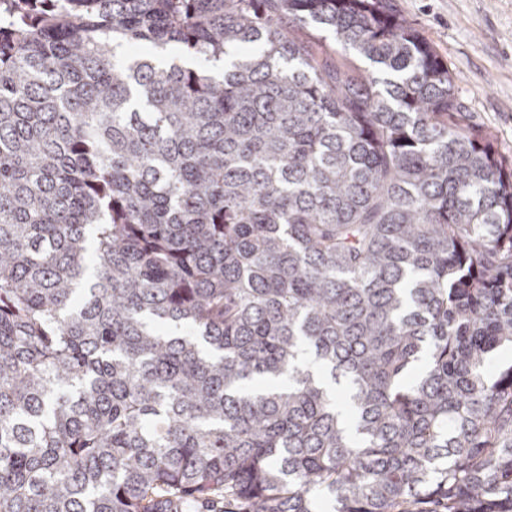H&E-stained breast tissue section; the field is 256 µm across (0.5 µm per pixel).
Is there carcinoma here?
Wrapping results in <instances>:
<instances>
[{
    "instance_id": "obj_1",
    "label": "carcinoma",
    "mask_w": 512,
    "mask_h": 512,
    "mask_svg": "<svg viewBox=\"0 0 512 512\" xmlns=\"http://www.w3.org/2000/svg\"><path fill=\"white\" fill-rule=\"evenodd\" d=\"M454 83L393 0H0V512H512Z\"/></svg>"
}]
</instances>
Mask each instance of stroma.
Listing matches in <instances>:
<instances>
[{
  "mask_svg": "<svg viewBox=\"0 0 512 512\" xmlns=\"http://www.w3.org/2000/svg\"><path fill=\"white\" fill-rule=\"evenodd\" d=\"M454 73L472 121L512 159V0H395Z\"/></svg>",
  "mask_w": 512,
  "mask_h": 512,
  "instance_id": "obj_1",
  "label": "stroma"
}]
</instances>
